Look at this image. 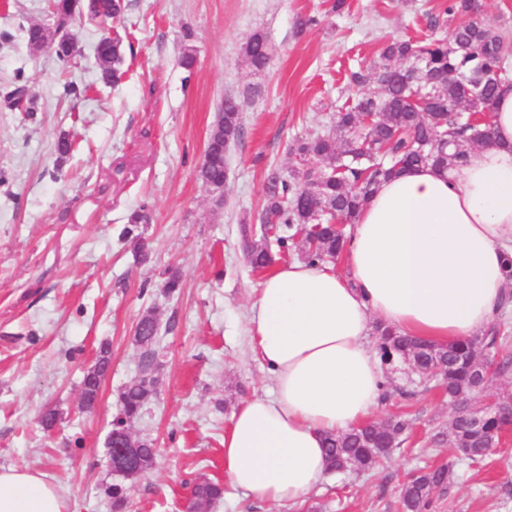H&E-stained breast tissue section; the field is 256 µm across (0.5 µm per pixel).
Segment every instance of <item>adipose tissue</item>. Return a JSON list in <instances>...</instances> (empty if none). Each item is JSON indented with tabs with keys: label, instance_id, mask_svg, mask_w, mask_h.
Wrapping results in <instances>:
<instances>
[{
	"label": "adipose tissue",
	"instance_id": "1",
	"mask_svg": "<svg viewBox=\"0 0 512 512\" xmlns=\"http://www.w3.org/2000/svg\"><path fill=\"white\" fill-rule=\"evenodd\" d=\"M490 123L466 162L380 183L347 237L346 274L296 260L263 280L248 338L274 390L224 433V475L247 497L303 501L328 472L326 435L368 420L385 382L373 323L448 344L482 335L512 296V86ZM0 512H70L69 499L42 471L0 469Z\"/></svg>",
	"mask_w": 512,
	"mask_h": 512
}]
</instances>
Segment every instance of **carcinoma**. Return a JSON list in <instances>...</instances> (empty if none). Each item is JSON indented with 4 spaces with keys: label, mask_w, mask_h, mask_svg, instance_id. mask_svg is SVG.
I'll list each match as a JSON object with an SVG mask.
<instances>
[{
    "label": "carcinoma",
    "mask_w": 512,
    "mask_h": 512,
    "mask_svg": "<svg viewBox=\"0 0 512 512\" xmlns=\"http://www.w3.org/2000/svg\"><path fill=\"white\" fill-rule=\"evenodd\" d=\"M123 0H51L56 28L31 24L26 43L31 52L54 44L57 59L71 62L75 45L58 35L59 28L71 18L86 14L90 19H117L123 14ZM464 14L467 20L445 30L448 18ZM431 30L442 31L427 42L393 40L383 47L373 67L354 71L355 86L373 83L377 93L362 94L336 112V136L316 135L297 140L293 149L303 161L298 173L283 174L274 168L266 176L264 206L260 221L265 226L259 235L243 229V249L256 271H264L274 261V252L298 251L300 259L319 264L342 254L345 237L329 227L337 220L352 224L382 180L414 167L431 165L438 169L464 160L466 146L491 140L490 125H474L454 117L460 107L468 112H489L501 84L512 77L509 58L512 42L505 32L489 23L477 0H442L428 14ZM122 41L105 38L97 47L101 77L118 82L123 75ZM242 53L250 66L261 71L270 61L271 49L265 35L254 33L242 44ZM11 106L33 111L23 75L15 76L8 95ZM376 118L369 124L366 118ZM242 135L239 102L224 98L221 115L212 127L198 169L199 179L214 191L224 192L228 179L227 150ZM140 335L135 340L156 349L158 335L154 313L140 318ZM377 354L382 363L409 360L414 371L427 375L435 371L448 390V403L461 395L474 396L486 387L477 366L483 361L495 364L503 372L512 366V353L501 341L496 328L483 336L450 345L411 339L392 328L374 325ZM110 351L104 345L96 362L84 374L81 406L93 409L98 401L101 378L110 366ZM157 353L151 354L147 376L131 379L117 395L118 417L112 419V438L107 447L125 444L124 426L141 418L147 402L156 394ZM512 424V392L504 388L497 394V407L487 410L481 425L472 424L468 413L453 409L447 431L434 440H447L461 457L478 462L497 447L499 434ZM407 422L396 417L388 422H370L329 437L326 452L330 471H369L399 445ZM140 445L141 471L154 467L157 454L153 442ZM453 463L427 467L403 484L400 490L401 512H431L433 494L448 487ZM224 494L218 482L199 481L191 487L192 504L207 508Z\"/></svg>",
    "instance_id": "cac0c4a2"
}]
</instances>
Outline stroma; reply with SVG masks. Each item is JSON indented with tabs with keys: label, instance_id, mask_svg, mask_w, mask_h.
Instances as JSON below:
<instances>
[{
	"label": "stroma",
	"instance_id": "obj_1",
	"mask_svg": "<svg viewBox=\"0 0 512 512\" xmlns=\"http://www.w3.org/2000/svg\"><path fill=\"white\" fill-rule=\"evenodd\" d=\"M124 0L118 21L77 16L68 66L53 46L33 53L24 30L51 23L49 0H0V468L43 471L71 512H186L190 483L224 480V432L234 409L272 387L250 353L247 317L264 279L242 249L256 225L270 168L300 169L295 140L334 133L336 111L357 91L350 70L369 67L385 42L430 36L438 0ZM318 17L298 31L297 20ZM271 46L252 71L241 45L253 32ZM120 35L124 75L100 78L96 48ZM195 58L183 69V53ZM22 74L34 109L10 108ZM84 88L69 94V85ZM241 102V139L227 154L216 195L197 177L225 97ZM68 137L73 149L59 157ZM149 245L141 261L122 237L129 215ZM181 287L163 289L169 271ZM153 311L160 326L159 386L136 437L159 450L155 466L124 480L125 504L104 493L114 477L105 440L119 390L138 371L134 328ZM112 361L95 408H80L81 381L102 343ZM386 399L371 418L411 423L400 448L373 471L330 475L303 502L264 504L225 488L211 512H399L406 478L454 465L433 512H512V428L484 462L431 444L451 409L443 389L408 366L388 365ZM53 410L58 419L43 430Z\"/></svg>",
	"mask_w": 512,
	"mask_h": 512
}]
</instances>
